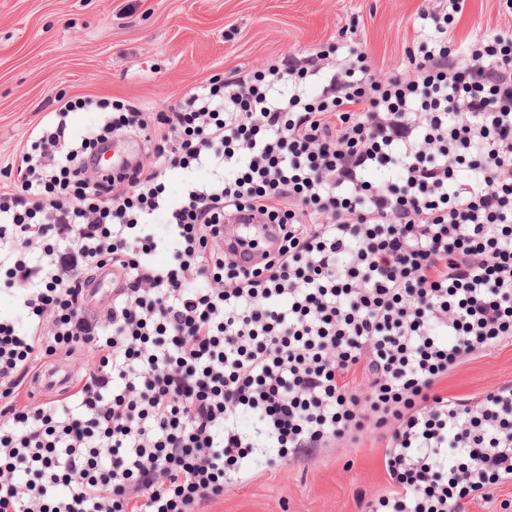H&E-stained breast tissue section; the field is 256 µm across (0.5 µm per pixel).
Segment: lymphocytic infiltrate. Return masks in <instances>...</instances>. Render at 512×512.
<instances>
[{
  "instance_id": "obj_1",
  "label": "lymphocytic infiltrate",
  "mask_w": 512,
  "mask_h": 512,
  "mask_svg": "<svg viewBox=\"0 0 512 512\" xmlns=\"http://www.w3.org/2000/svg\"><path fill=\"white\" fill-rule=\"evenodd\" d=\"M466 4L448 0L397 73L355 43L336 76L332 42L191 89L157 113L148 168L92 165L148 129L136 107L80 132L67 117L91 100L49 113L0 174L18 298L0 318V512H195L255 449L288 462L370 427L392 490L364 512H462L512 482V383L475 403L434 390L512 336V30L456 42ZM204 163L220 177L167 193V173ZM240 212L279 229L262 264L226 238ZM96 272L112 276L99 313ZM81 348L95 361L75 393L19 404L42 360Z\"/></svg>"
}]
</instances>
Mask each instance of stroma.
<instances>
[{
    "label": "stroma",
    "instance_id": "1",
    "mask_svg": "<svg viewBox=\"0 0 512 512\" xmlns=\"http://www.w3.org/2000/svg\"><path fill=\"white\" fill-rule=\"evenodd\" d=\"M443 0H0V169L18 163L32 130L60 101L127 100L144 112L178 103L216 75L285 65L342 29L378 71L406 63L422 8ZM512 27L505 0H468L457 39ZM512 382V337L439 380L444 396L477 401ZM386 441L370 429L308 462L260 460L199 512H358L387 495Z\"/></svg>",
    "mask_w": 512,
    "mask_h": 512
}]
</instances>
